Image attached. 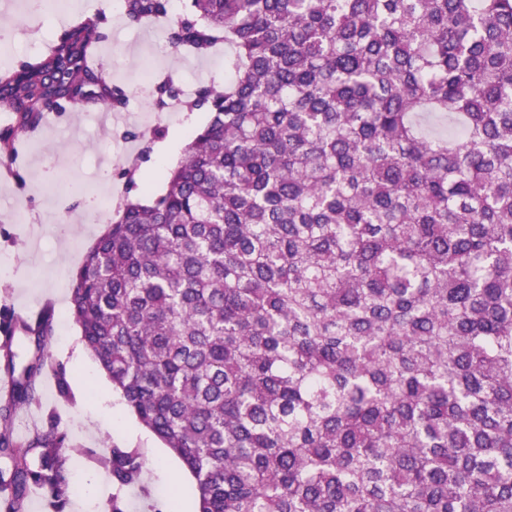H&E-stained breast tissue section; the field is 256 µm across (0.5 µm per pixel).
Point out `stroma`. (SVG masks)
Wrapping results in <instances>:
<instances>
[{
    "label": "stroma",
    "mask_w": 512,
    "mask_h": 512,
    "mask_svg": "<svg viewBox=\"0 0 512 512\" xmlns=\"http://www.w3.org/2000/svg\"><path fill=\"white\" fill-rule=\"evenodd\" d=\"M18 2L0 0V16L18 21L13 40L0 42V69L47 52L62 29L101 9L96 0H70L69 8L53 4L45 15L29 21ZM108 19V38L96 57L109 64L113 82L126 89L128 105L117 122L96 106L57 112L37 135L19 139L15 155L5 162L9 174L0 176V311L28 318L45 304L58 312L68 310L72 274L112 216L107 210L88 219L70 191L72 183L92 184L101 169H119L131 154L140 187L127 190L115 178L111 188L133 200H149L163 191V173L169 167L156 155V146L169 143L183 152L196 126L206 124L203 110L197 111L192 126L186 113L156 111L143 87L171 75L189 92L201 83L224 79L223 49L203 58L186 54L176 61L157 47L165 36V22L132 27L115 12ZM134 130L146 132L147 140L131 138ZM50 359L63 370L69 395L61 397L53 382L41 386L39 414L21 411L14 433L24 437L53 425L66 434L61 453L75 493L65 512H108L115 500L123 512H168L174 496L180 498L182 512H193L194 485L186 480L182 463L113 394L84 348L77 325L54 335ZM106 444L136 448L148 458L139 484L120 488L113 483L94 458Z\"/></svg>",
    "instance_id": "35a3bbf8"
}]
</instances>
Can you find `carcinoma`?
Wrapping results in <instances>:
<instances>
[{"label":"carcinoma","mask_w":512,"mask_h":512,"mask_svg":"<svg viewBox=\"0 0 512 512\" xmlns=\"http://www.w3.org/2000/svg\"><path fill=\"white\" fill-rule=\"evenodd\" d=\"M106 29L0 69L1 157L46 111L125 104L87 65ZM166 41L227 45L233 75L183 100L209 121L118 207L68 315L196 512H512V0H189ZM3 320L0 512L34 487L61 510L65 434L13 435L55 315ZM98 460L122 487L148 466Z\"/></svg>","instance_id":"cac0c4a2"}]
</instances>
